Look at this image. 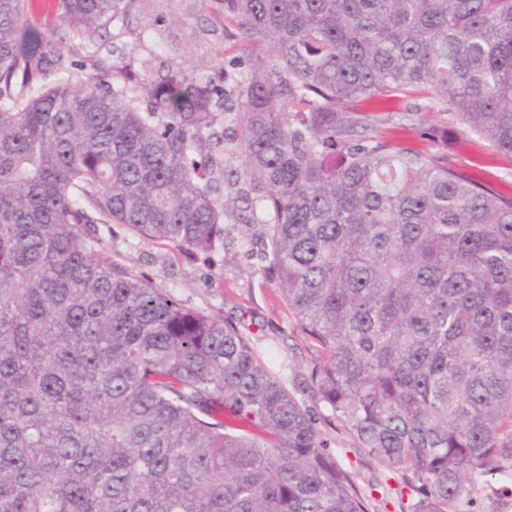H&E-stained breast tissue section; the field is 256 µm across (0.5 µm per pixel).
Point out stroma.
<instances>
[{"label":"stroma","mask_w":512,"mask_h":512,"mask_svg":"<svg viewBox=\"0 0 512 512\" xmlns=\"http://www.w3.org/2000/svg\"><path fill=\"white\" fill-rule=\"evenodd\" d=\"M124 39L136 68L154 78L175 61L217 83L237 55L219 21L201 11L197 0H138ZM353 108L377 112V128L388 138L423 150L443 148L449 163L467 173L493 183L512 175L511 158L450 123L447 114L432 111L426 97L357 102ZM244 208L236 202L224 216L223 251L194 259L174 243L141 237L123 224H94L90 230L114 266L146 279L187 308L240 323L267 366L314 412L323 445L351 472L366 512H408V498L398 491L399 474L359 448L310 388V344L280 289L264 274L258 242L263 218L246 216ZM469 512H512V477L487 475Z\"/></svg>","instance_id":"stroma-1"}]
</instances>
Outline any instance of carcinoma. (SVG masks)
Segmentation results:
<instances>
[{
  "instance_id": "carcinoma-1",
  "label": "carcinoma",
  "mask_w": 512,
  "mask_h": 512,
  "mask_svg": "<svg viewBox=\"0 0 512 512\" xmlns=\"http://www.w3.org/2000/svg\"><path fill=\"white\" fill-rule=\"evenodd\" d=\"M135 2L57 0L79 63L0 0V512H364L240 327L87 229L208 255L240 200L320 400L412 512H467L512 474V192L347 105L421 92L512 156V0H197L240 44L228 172L224 87L102 58Z\"/></svg>"
}]
</instances>
